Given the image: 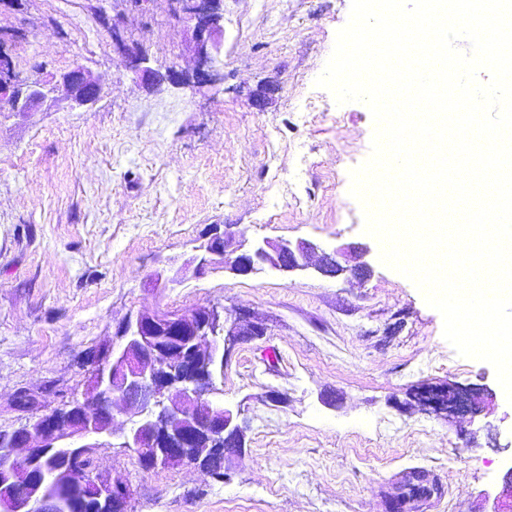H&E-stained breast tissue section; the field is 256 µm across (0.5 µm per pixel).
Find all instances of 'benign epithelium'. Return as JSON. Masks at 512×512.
I'll use <instances>...</instances> for the list:
<instances>
[{
	"instance_id": "benign-epithelium-1",
	"label": "benign epithelium",
	"mask_w": 512,
	"mask_h": 512,
	"mask_svg": "<svg viewBox=\"0 0 512 512\" xmlns=\"http://www.w3.org/2000/svg\"><path fill=\"white\" fill-rule=\"evenodd\" d=\"M172 14L189 24L195 66L188 76L170 69L163 80L188 82L203 92L224 83L212 65V54L223 34L224 0H170ZM117 53L137 79H157L145 66L141 48L125 40L112 25ZM22 79L6 44L0 43V102L10 112H31L51 94H59L73 109L92 107L103 94L101 84L82 65L61 73L49 87L28 84L27 96L14 95ZM315 252L309 242L268 240L245 247L230 232L216 225L190 261L200 277L218 265L245 275L266 267L288 273L308 267ZM318 271L338 276L347 271L331 254H322ZM266 333L260 322L230 319L224 308L209 306L189 313L157 311L137 314L119 326L117 343L106 348V358L93 357L92 376L82 399L63 403L34 421L0 436V457L11 462L1 467L8 490L0 491V512H57L52 504L27 494L31 465L53 448L72 449L76 462L67 482L81 496L96 502L100 512H127L134 490L124 478L94 471L84 462L115 436L114 407L134 408L131 427L120 436V447L132 452L146 471L185 463L208 472L239 455L241 426L234 412L216 399L209 363L224 361L230 348ZM422 405L436 413H457L475 402L474 395L456 387L430 390ZM490 512H512V467L502 478Z\"/></svg>"
}]
</instances>
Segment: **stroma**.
<instances>
[{"instance_id": "1", "label": "stroma", "mask_w": 512, "mask_h": 512, "mask_svg": "<svg viewBox=\"0 0 512 512\" xmlns=\"http://www.w3.org/2000/svg\"><path fill=\"white\" fill-rule=\"evenodd\" d=\"M22 3L0 6L22 77L82 65L106 92L86 110L0 107V429L81 397L88 356L127 317L216 304L267 327L215 375L218 399L242 411L244 450L218 482L98 449V469L135 490L128 512H391L416 471L428 491L406 512H475L495 494L512 466V404L493 366L459 356L441 314L381 261L349 193L372 113L315 85L351 0H224V82L201 93L136 81L112 48L116 22L149 67L192 70L169 0ZM217 224L328 253L364 245L370 269L193 276L184 265ZM448 386L480 389L478 411L416 398Z\"/></svg>"}]
</instances>
